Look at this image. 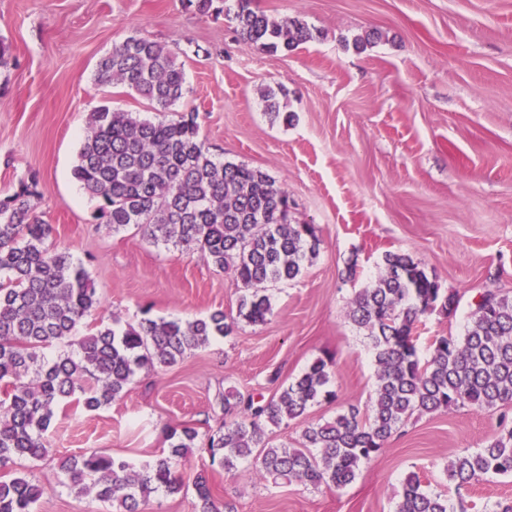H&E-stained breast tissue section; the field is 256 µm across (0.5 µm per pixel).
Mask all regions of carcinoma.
<instances>
[{
  "instance_id": "carcinoma-1",
  "label": "carcinoma",
  "mask_w": 512,
  "mask_h": 512,
  "mask_svg": "<svg viewBox=\"0 0 512 512\" xmlns=\"http://www.w3.org/2000/svg\"><path fill=\"white\" fill-rule=\"evenodd\" d=\"M197 12L232 16L239 37L263 51H291L313 39L298 18L269 15L255 0H188ZM101 81L123 84L160 112L184 97L185 76L174 52L146 38H129L100 60ZM265 107L284 123L277 93ZM75 177L98 200L95 219L118 232L134 225L154 242L206 253L212 264L249 290L238 316L260 323L270 311L265 286L295 279L317 254L321 239L313 224L288 219L287 191L264 171L216 159L199 138L195 113L151 121L101 106L91 113ZM37 176L0 198V468L18 459H40L45 433L60 407L75 403L98 410L122 397L140 371L175 364L232 324L222 311L191 321L144 319L123 329L109 326L75 338L81 321L100 304L85 268L51 241L53 226L37 213ZM458 299L444 294L424 264L387 252L384 269L355 294L348 308L365 330L375 364L374 397L368 412L350 405L324 422L307 423L302 447L271 445L265 426L302 420L331 390V358L318 357L270 399L229 390L221 395L224 427L206 447L224 472L253 459L254 470L274 485L301 482L341 489L360 465L379 454L416 413L459 406L498 410L512 404V296L487 291L469 313L463 338L435 336L421 360L417 324L434 313L450 319ZM77 352L49 362L40 352L56 344ZM486 445L448 460L445 475L457 488L492 475H512V426ZM198 431L183 425L169 434L170 456L140 468L126 459L91 451L68 459L66 484L92 492L106 512H141L152 494L182 491L171 458L196 447ZM261 449L254 454L255 449ZM193 512H218L208 476L196 472ZM44 489L25 475L0 480V512H33ZM396 512H451L448 497L423 488L412 472L403 481Z\"/></svg>"
}]
</instances>
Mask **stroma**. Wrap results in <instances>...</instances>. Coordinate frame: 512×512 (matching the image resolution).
Returning <instances> with one entry per match:
<instances>
[{
  "mask_svg": "<svg viewBox=\"0 0 512 512\" xmlns=\"http://www.w3.org/2000/svg\"><path fill=\"white\" fill-rule=\"evenodd\" d=\"M257 4L300 18L313 40L265 52L238 39L224 15L199 14L187 0H0V42L9 48V66L0 70V196L38 174L39 215L58 247L83 262L100 298L78 334L217 310L235 322L230 336L138 373L120 399L97 411L57 410L48 456L13 466L44 487L37 512H102L94 496L61 485L66 459L98 448L139 466L154 462L169 454L170 428L191 424L204 437L223 425L224 390L272 397L325 355L336 397L312 406L306 421L352 404L367 408L373 351L347 311L386 252L421 260L442 291L459 296L453 318L434 314L419 324L420 357L432 337L464 336L482 293L512 294V0ZM373 30L380 40L356 50L355 37ZM130 37L176 52L185 94L175 109L196 113L211 153L265 171L287 191L290 221L320 231L319 253L301 275L267 286L264 322L238 318L242 289L205 253L97 223L98 202L73 174L97 107L160 117L127 87L96 79L99 61ZM270 88L280 89L291 123L266 112ZM497 421V412L468 407L413 415L341 489L275 486L248 462L228 474L201 445L174 462L184 493H157L144 510L193 512L192 480L204 468L217 504L236 512H394L411 472L451 504L490 512L512 501V476L458 490L444 468L483 447Z\"/></svg>",
  "mask_w": 512,
  "mask_h": 512,
  "instance_id": "obj_1",
  "label": "stroma"
}]
</instances>
